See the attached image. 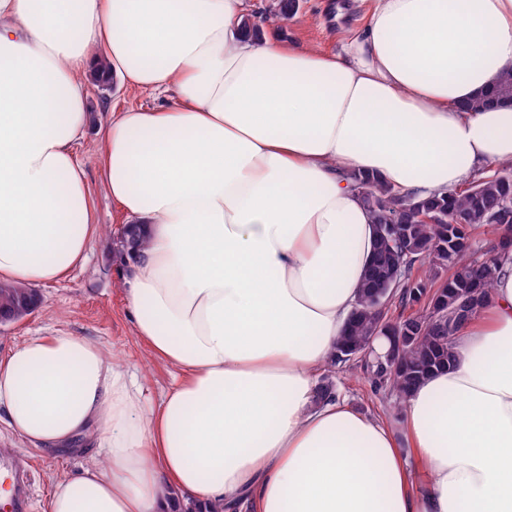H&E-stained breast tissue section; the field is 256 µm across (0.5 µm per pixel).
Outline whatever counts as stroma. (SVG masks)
I'll list each match as a JSON object with an SVG mask.
<instances>
[{"label":"stroma","instance_id":"stroma-1","mask_svg":"<svg viewBox=\"0 0 512 512\" xmlns=\"http://www.w3.org/2000/svg\"><path fill=\"white\" fill-rule=\"evenodd\" d=\"M374 5L375 0H300L298 13L281 29H268L267 34L275 41L285 39L337 52L349 37L362 32L365 17ZM160 102V97L114 82L101 94L90 95L89 125L78 146V155L85 166L96 222L103 235L91 243L83 266L74 269L64 280L38 286L41 302L37 309L18 321L0 326V359L27 337L59 329L102 341L136 374L149 402H158L175 380L176 370L164 361L149 358L134 334L118 281L116 256L110 251L107 239L108 234L117 232L125 217L107 194L98 165L100 126L126 108L156 106ZM320 374L333 381L338 396L353 409L388 422L396 420L394 400L389 393L374 392L363 366L324 368ZM0 448L13 449L17 461L32 470L33 512H47L56 476L77 471L87 461L80 449L49 454L29 447L2 422Z\"/></svg>","mask_w":512,"mask_h":512}]
</instances>
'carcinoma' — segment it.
Instances as JSON below:
<instances>
[{"label":"carcinoma","mask_w":512,"mask_h":512,"mask_svg":"<svg viewBox=\"0 0 512 512\" xmlns=\"http://www.w3.org/2000/svg\"><path fill=\"white\" fill-rule=\"evenodd\" d=\"M298 7V0H274L260 22L247 17L244 23L257 30L275 26L292 18ZM491 94L512 98V68L468 107L478 110L489 105ZM354 181L371 214L375 242L356 306L336 342L330 366H348L345 357L362 352L363 345L390 322L407 342L392 360L372 359L365 369L374 389L390 392L399 406L420 379L448 365L456 334L493 285L497 256H475L474 231L485 226L497 230L505 218H512V211L504 208L506 201H512V164L470 181L467 188L425 199L402 195L373 175H356ZM391 222L404 225L409 232L393 237L386 230ZM457 224L462 229H456ZM396 300L413 313L396 318L388 315ZM39 303L34 288L0 285V312H10L17 320Z\"/></svg>","instance_id":"obj_1"}]
</instances>
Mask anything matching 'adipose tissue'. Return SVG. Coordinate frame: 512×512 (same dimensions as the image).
<instances>
[{"mask_svg":"<svg viewBox=\"0 0 512 512\" xmlns=\"http://www.w3.org/2000/svg\"><path fill=\"white\" fill-rule=\"evenodd\" d=\"M107 63L163 105L100 130L135 335L180 376L153 405L99 341L0 360V420L82 445L47 512H512V252L398 425L317 399L374 246L367 172L422 198L512 161V0H377L342 52L274 43L242 0H0V283L68 275L95 236L76 146ZM494 94L500 98H512V68L502 73L500 80L491 88L482 93L479 97L475 98L467 106L471 109L478 110L484 106L490 105L488 97Z\"/></svg>","mask_w":512,"mask_h":512,"instance_id":"ef3b65f1","label":"adipose tissue"}]
</instances>
